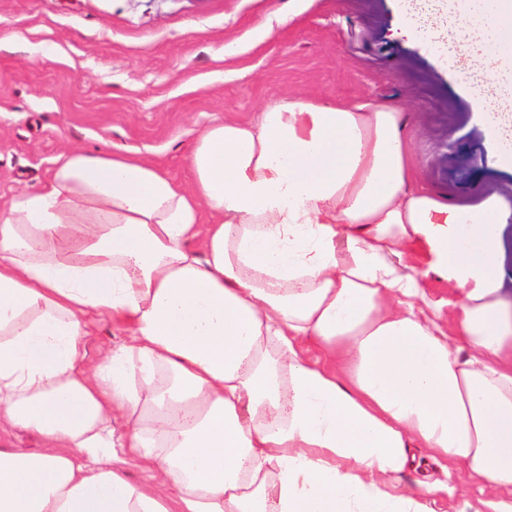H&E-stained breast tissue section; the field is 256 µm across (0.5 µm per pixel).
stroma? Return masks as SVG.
<instances>
[{"label": "stroma", "mask_w": 512, "mask_h": 512, "mask_svg": "<svg viewBox=\"0 0 512 512\" xmlns=\"http://www.w3.org/2000/svg\"><path fill=\"white\" fill-rule=\"evenodd\" d=\"M400 16L401 0H0V205L75 148L146 157L187 181L203 128L293 93L399 106L430 189L512 200V168L493 155L465 78L397 36ZM415 455L397 491L445 481L437 512H479L465 467L448 477Z\"/></svg>", "instance_id": "obj_1"}]
</instances>
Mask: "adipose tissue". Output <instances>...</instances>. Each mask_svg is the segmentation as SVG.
I'll return each instance as SVG.
<instances>
[{"label": "adipose tissue", "mask_w": 512, "mask_h": 512, "mask_svg": "<svg viewBox=\"0 0 512 512\" xmlns=\"http://www.w3.org/2000/svg\"><path fill=\"white\" fill-rule=\"evenodd\" d=\"M431 7L405 0L402 33L466 59L512 166V0ZM404 127L295 95L201 130L189 184L73 150L1 207L0 422L45 446L0 448V512H431L446 484L390 490L417 446L512 512V203L433 194ZM104 319L131 341L89 369ZM502 239L504 244V291L512 300V223L506 224L502 229Z\"/></svg>", "instance_id": "1"}]
</instances>
